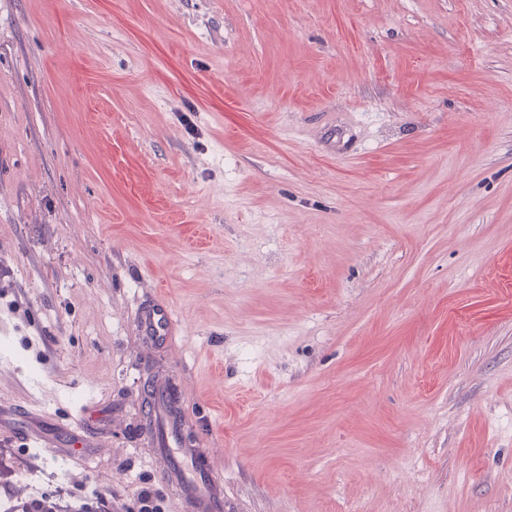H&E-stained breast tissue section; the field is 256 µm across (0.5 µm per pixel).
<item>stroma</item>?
Masks as SVG:
<instances>
[{
    "label": "stroma",
    "mask_w": 512,
    "mask_h": 512,
    "mask_svg": "<svg viewBox=\"0 0 512 512\" xmlns=\"http://www.w3.org/2000/svg\"><path fill=\"white\" fill-rule=\"evenodd\" d=\"M1 262L0 404L106 422L0 507L182 512L163 369L225 512H512V0H0ZM134 324L140 336L156 347H164L175 332V319L170 304L163 299H146L134 313ZM152 424L143 436L154 458L164 462L152 480L167 490L181 504L185 512H224V477L212 463L210 448L180 439L184 426L180 401L169 399L170 388L161 378L151 381L149 387Z\"/></svg>",
    "instance_id": "stroma-1"
}]
</instances>
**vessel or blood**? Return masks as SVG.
Segmentation results:
<instances>
[{
    "label": "vessel or blood",
    "mask_w": 512,
    "mask_h": 512,
    "mask_svg": "<svg viewBox=\"0 0 512 512\" xmlns=\"http://www.w3.org/2000/svg\"><path fill=\"white\" fill-rule=\"evenodd\" d=\"M134 324L139 335L159 348L175 332L173 310L163 299L140 302ZM169 393L165 380H152V423L144 429L143 436L153 457L164 463L153 480L179 501L184 512H224V477L214 469L209 449L181 440L185 419L180 403L170 400Z\"/></svg>",
    "instance_id": "b4317fda"
}]
</instances>
